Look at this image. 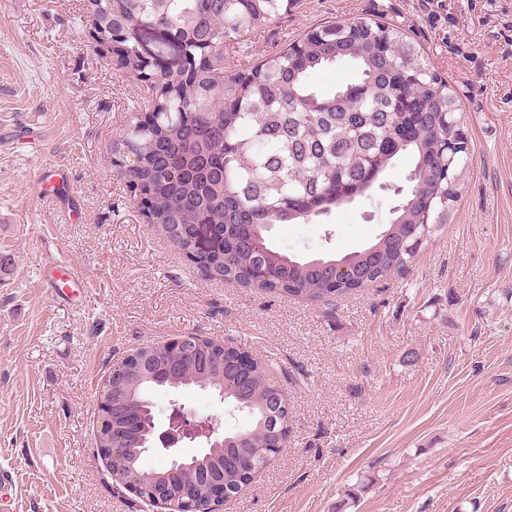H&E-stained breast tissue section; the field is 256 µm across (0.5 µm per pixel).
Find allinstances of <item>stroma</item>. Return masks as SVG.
Instances as JSON below:
<instances>
[{
    "label": "stroma",
    "mask_w": 512,
    "mask_h": 512,
    "mask_svg": "<svg viewBox=\"0 0 512 512\" xmlns=\"http://www.w3.org/2000/svg\"><path fill=\"white\" fill-rule=\"evenodd\" d=\"M400 27L454 90L469 143L448 224L409 271L327 302L206 278L143 223L112 143L149 91L91 49L77 0H0V512H149L97 450V400L116 360L208 336L272 361L291 436L224 512H512V0H296L224 41L234 72L329 20ZM387 189L269 243L300 260L372 242ZM84 273L68 301L52 260ZM221 432L246 413L197 388L151 392Z\"/></svg>",
    "instance_id": "obj_1"
}]
</instances>
